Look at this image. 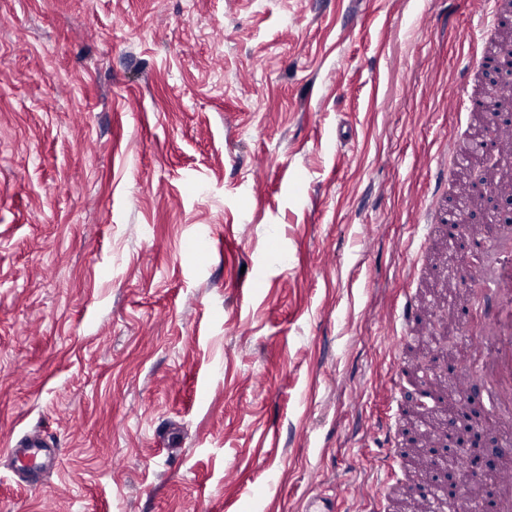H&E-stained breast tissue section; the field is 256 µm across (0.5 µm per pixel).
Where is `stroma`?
Listing matches in <instances>:
<instances>
[{
  "label": "stroma",
  "instance_id": "obj_1",
  "mask_svg": "<svg viewBox=\"0 0 512 512\" xmlns=\"http://www.w3.org/2000/svg\"><path fill=\"white\" fill-rule=\"evenodd\" d=\"M482 7L0 0V512H375ZM444 224H434L427 217L423 224L414 225V232L403 243V247L410 250L414 247V255L416 263L424 262L429 243L436 237L443 234ZM426 306L430 309L433 308L429 300L418 296L417 293L409 290L403 294L400 304L395 306L394 313L391 316L393 332L395 331L399 335L398 343L400 345L404 346L412 343L419 332L434 336V326L439 320L455 319V311L452 312L450 308L442 307L438 309L434 321H429L426 325L418 323L421 310L426 309ZM368 434L373 438L378 448L386 450V457L392 459L395 455L394 448H403V439L399 431L396 419L380 418L369 429ZM51 446L41 435L32 434L21 440L16 448H9V450L18 463V471L33 475L47 465L52 468L58 465L59 448Z\"/></svg>",
  "mask_w": 512,
  "mask_h": 512
}]
</instances>
